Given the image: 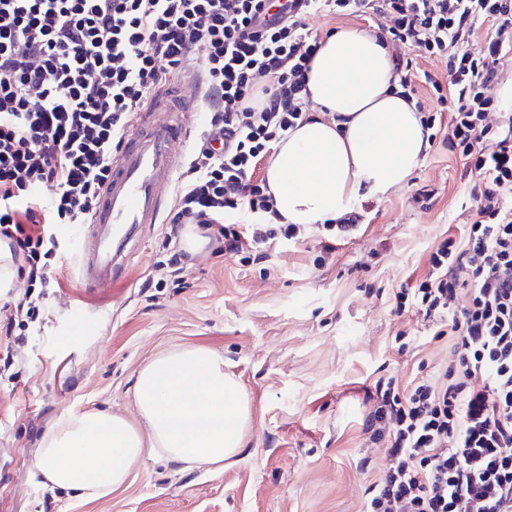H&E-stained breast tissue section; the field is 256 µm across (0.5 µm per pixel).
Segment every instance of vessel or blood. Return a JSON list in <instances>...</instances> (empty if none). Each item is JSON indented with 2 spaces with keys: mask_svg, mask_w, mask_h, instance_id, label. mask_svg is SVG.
<instances>
[{
  "mask_svg": "<svg viewBox=\"0 0 512 512\" xmlns=\"http://www.w3.org/2000/svg\"><path fill=\"white\" fill-rule=\"evenodd\" d=\"M200 104V98L187 100L163 89L141 114L147 129L126 136L88 225L91 246L88 252L76 254L83 282L109 286L123 266L128 244L146 225L157 223L167 188L182 164L178 150L186 133L182 116L199 110Z\"/></svg>",
  "mask_w": 512,
  "mask_h": 512,
  "instance_id": "1",
  "label": "vessel or blood"
}]
</instances>
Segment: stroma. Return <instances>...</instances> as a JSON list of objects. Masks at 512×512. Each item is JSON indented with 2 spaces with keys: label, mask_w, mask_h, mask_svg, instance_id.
<instances>
[{
  "label": "stroma",
  "mask_w": 512,
  "mask_h": 512,
  "mask_svg": "<svg viewBox=\"0 0 512 512\" xmlns=\"http://www.w3.org/2000/svg\"><path fill=\"white\" fill-rule=\"evenodd\" d=\"M471 205L463 164L438 139L404 187L365 199L352 236L303 231L247 264L208 246L178 288L157 285L158 261L182 248L168 214L107 291L79 279L60 239L37 320L0 338V512H362L388 465L362 431L377 381L404 387L448 359L416 309L394 315L395 296L427 273L434 245L459 235ZM185 346L219 353L245 389L252 426L237 457L187 472L148 459L96 497L40 485L37 451L61 417L136 418L138 371Z\"/></svg>",
  "instance_id": "obj_1"
}]
</instances>
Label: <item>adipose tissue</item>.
Masks as SVG:
<instances>
[{
    "label": "adipose tissue",
    "mask_w": 512,
    "mask_h": 512,
    "mask_svg": "<svg viewBox=\"0 0 512 512\" xmlns=\"http://www.w3.org/2000/svg\"><path fill=\"white\" fill-rule=\"evenodd\" d=\"M398 81L391 52L374 34L344 28L323 38L308 80L319 109L278 141L266 171L284 223L313 229L407 184L428 133ZM134 403V421L109 410L63 416L36 457L43 485L90 497L120 488L146 457L177 471L220 466L251 427L241 383L205 347L148 361Z\"/></svg>",
    "instance_id": "obj_1"
}]
</instances>
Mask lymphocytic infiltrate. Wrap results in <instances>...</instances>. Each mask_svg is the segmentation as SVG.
I'll use <instances>...</instances> for the list:
<instances>
[{
    "instance_id": "obj_1",
    "label": "lymphocytic infiltrate",
    "mask_w": 512,
    "mask_h": 512,
    "mask_svg": "<svg viewBox=\"0 0 512 512\" xmlns=\"http://www.w3.org/2000/svg\"><path fill=\"white\" fill-rule=\"evenodd\" d=\"M317 12L370 15L378 38L444 62L422 80L450 114L444 140L474 202L463 235L440 240L425 276L396 295V311L416 307L450 350L406 388L376 384L363 431L390 465L365 512H512V113L488 121L512 60V0H0V241L29 287L0 331L39 315L55 225L89 223L126 133L171 75L196 73L211 106L170 224L197 225L243 263L297 238L294 224L224 218L276 214L257 168L307 116L320 37L304 19Z\"/></svg>"
}]
</instances>
